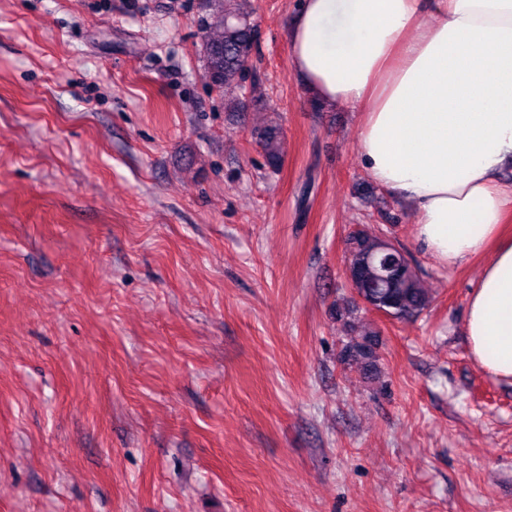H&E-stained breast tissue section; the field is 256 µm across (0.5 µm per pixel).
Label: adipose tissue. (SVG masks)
Returning a JSON list of instances; mask_svg holds the SVG:
<instances>
[{"mask_svg":"<svg viewBox=\"0 0 512 512\" xmlns=\"http://www.w3.org/2000/svg\"><path fill=\"white\" fill-rule=\"evenodd\" d=\"M287 39L317 103L364 112V167L412 205L419 247L448 268L488 254L467 338L512 381V0H300Z\"/></svg>","mask_w":512,"mask_h":512,"instance_id":"ef3b65f1","label":"adipose tissue"}]
</instances>
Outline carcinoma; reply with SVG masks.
I'll return each mask as SVG.
<instances>
[{"mask_svg":"<svg viewBox=\"0 0 512 512\" xmlns=\"http://www.w3.org/2000/svg\"><path fill=\"white\" fill-rule=\"evenodd\" d=\"M201 54L204 76L209 85L222 92L240 88L246 80L256 53L258 30L248 21L249 12L243 0H202ZM260 80L253 78L250 101L237 98L227 104L231 112L246 110L247 104L259 103ZM266 165L277 169L284 158V134L277 123L254 129ZM375 232L361 229L347 240V273L358 285L357 295L375 310L393 319L405 320L420 315L428 308L430 295L422 280L402 251L377 250ZM393 266V276L383 281L381 263ZM354 337L342 349V361H372L379 345V332L360 321H352Z\"/></svg>","mask_w":512,"mask_h":512,"instance_id":"cac0c4a2","label":"carcinoma"}]
</instances>
